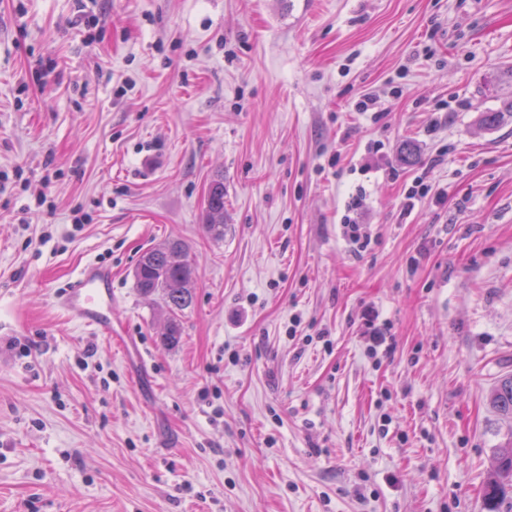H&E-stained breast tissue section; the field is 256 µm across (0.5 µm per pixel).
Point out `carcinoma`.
I'll list each match as a JSON object with an SVG mask.
<instances>
[{"label":"carcinoma","instance_id":"cac0c4a2","mask_svg":"<svg viewBox=\"0 0 512 512\" xmlns=\"http://www.w3.org/2000/svg\"><path fill=\"white\" fill-rule=\"evenodd\" d=\"M512 115V100L503 108L480 114V123L493 128L505 114ZM206 232L215 240L224 239V176L211 180L203 210ZM135 286L143 297L156 301L166 315L165 332L160 343L174 349L180 343L181 318L195 300L196 270L187 245L178 238H169L143 252L137 260ZM491 402L502 415L512 417V375L502 377L496 384ZM498 466L488 484L489 495L503 498L506 487L512 486V436L496 450Z\"/></svg>","mask_w":512,"mask_h":512}]
</instances>
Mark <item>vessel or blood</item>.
I'll return each mask as SVG.
<instances>
[{
  "label": "vessel or blood",
  "mask_w": 512,
  "mask_h": 512,
  "mask_svg": "<svg viewBox=\"0 0 512 512\" xmlns=\"http://www.w3.org/2000/svg\"><path fill=\"white\" fill-rule=\"evenodd\" d=\"M112 295L111 266L91 261L58 296L57 305L70 320L124 347L128 337L115 335L112 326Z\"/></svg>",
  "instance_id": "1"
}]
</instances>
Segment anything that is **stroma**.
I'll return each mask as SVG.
<instances>
[{"instance_id":"1","label":"stroma","mask_w":512,"mask_h":512,"mask_svg":"<svg viewBox=\"0 0 512 512\" xmlns=\"http://www.w3.org/2000/svg\"><path fill=\"white\" fill-rule=\"evenodd\" d=\"M509 99L512 0H0V512H504ZM168 238L171 350L133 277ZM89 261L137 352L58 313ZM206 232L215 240L224 237V177L216 175L211 180L203 210ZM363 207L364 195L359 192L348 202L346 209L348 213L343 217V236L349 244L351 254L355 257H360L367 252L372 242L368 224H360V213ZM134 277L139 294L155 300L165 312L166 327L160 343L167 349L176 348L181 318L195 300L196 270L187 245L169 238L149 248L139 256ZM364 319L366 321L368 331V339L370 343V352L373 355H377L380 348L384 346L382 353L387 356L394 350L393 339L390 336H385L383 328L377 325L376 321L378 315L373 310H367L364 313ZM387 341H390L387 343ZM491 402L500 414L512 417V375L504 376L497 382ZM498 466L491 482L488 484L491 498H503L506 487L512 486V435L508 441L496 450Z\"/></svg>"}]
</instances>
